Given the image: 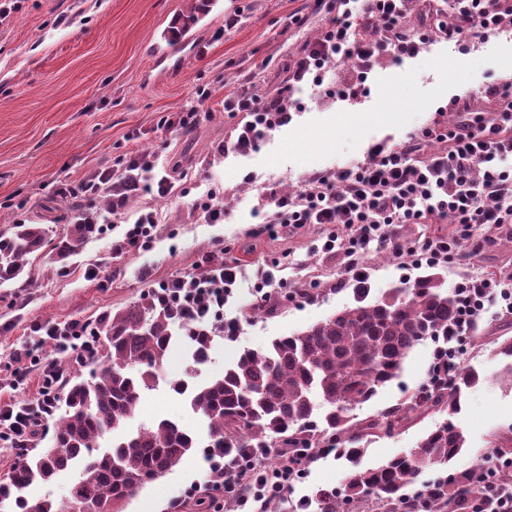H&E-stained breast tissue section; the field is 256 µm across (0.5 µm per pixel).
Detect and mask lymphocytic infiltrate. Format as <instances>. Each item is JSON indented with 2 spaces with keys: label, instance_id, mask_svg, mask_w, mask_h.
Returning <instances> with one entry per match:
<instances>
[{
  "label": "lymphocytic infiltrate",
  "instance_id": "1",
  "mask_svg": "<svg viewBox=\"0 0 512 512\" xmlns=\"http://www.w3.org/2000/svg\"><path fill=\"white\" fill-rule=\"evenodd\" d=\"M512 29V0H451L447 10L436 12L429 28L419 29L407 15V0H334L321 18V33L304 43L288 62V84L312 82L319 92L316 106L355 103L375 67L400 64L416 56L430 41L445 40L460 47L488 42ZM336 65L333 81L326 69ZM491 99L495 117L484 120L475 101ZM224 109L242 113L244 121L220 153L250 151L269 132L286 125L291 106L280 93L272 94L250 81L224 97ZM450 111L464 112L468 121L448 132L427 127L400 146L373 150L368 161L351 167L317 173L293 195L263 188L254 198L253 210L264 217L263 230L275 234L284 227L320 224L327 227L321 248L332 252L343 247L344 272L355 282L365 278L362 258L373 241H385L411 263L436 265L457 255L461 239L475 227L499 230L512 227V82L494 80L472 94L454 98ZM443 142V149L426 150L428 141ZM150 155L138 151L118 158L112 168L94 172L72 195L80 201L107 193L113 216L123 215L134 194L179 197L171 177L156 175ZM454 224L452 237L435 236L410 245L394 237L396 224ZM345 239H338L337 229ZM237 279L235 263L210 258L207 270L164 282L170 293L194 317L222 326L228 339L241 334L238 319H225L224 303ZM459 316L454 330L462 336L483 312L486 302L497 299L503 313L512 315V289L489 279H472L456 290ZM44 336L69 363L85 365L93 360L97 339L90 322L72 320L42 326ZM63 367L49 361L42 365L40 386L34 399L0 406V447L21 456L15 443L33 420L50 421L56 410L57 382ZM307 468L305 455L283 457L272 469L254 465L225 471L214 462L212 472L221 480H208L206 498L210 512H224L225 501H234L246 512H266L276 498L286 495Z\"/></svg>",
  "mask_w": 512,
  "mask_h": 512
}]
</instances>
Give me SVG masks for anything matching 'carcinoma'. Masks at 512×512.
I'll return each mask as SVG.
<instances>
[{
  "instance_id": "obj_1",
  "label": "carcinoma",
  "mask_w": 512,
  "mask_h": 512,
  "mask_svg": "<svg viewBox=\"0 0 512 512\" xmlns=\"http://www.w3.org/2000/svg\"><path fill=\"white\" fill-rule=\"evenodd\" d=\"M214 0H191L169 30V42L187 34ZM98 231L95 224H68L54 240L42 224H15L0 234V283L17 279L28 257L53 246L61 257L79 254ZM355 303L291 336L275 339L267 350L245 349L224 373L189 385L195 366L207 362L217 331L205 321L187 318L172 305L143 293L126 307L103 314L94 324L98 337V371L84 379L73 374L67 387L65 415L55 423L50 444L31 448L19 464L0 478V512H69L72 503L107 509L131 500L148 483L169 473L197 448L188 429L169 419L102 447L100 440L131 419L142 395L158 387L163 367L184 330L190 348L185 378L168 382L187 398L192 411L207 423L216 443L209 453L229 466L258 458L273 463L281 449L303 450L309 457L320 445L336 442L341 454L354 458L362 433L391 435L426 411L448 419L427 431L403 456L375 468L354 469L342 489L313 493V512H343L369 494L398 512L407 490L430 468H440L466 448V436L454 421L469 390L482 382L473 368L453 366L446 381L422 387L402 402L365 421L351 412L377 389L397 379L420 342L448 345V330L458 317L454 291L436 274L420 276L407 288H392L373 301L355 289ZM76 469L78 477L62 500L34 497L27 490ZM473 484L462 471L438 479L425 490L426 512H470Z\"/></svg>"
}]
</instances>
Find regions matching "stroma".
<instances>
[{
	"label": "stroma",
	"instance_id": "1",
	"mask_svg": "<svg viewBox=\"0 0 512 512\" xmlns=\"http://www.w3.org/2000/svg\"><path fill=\"white\" fill-rule=\"evenodd\" d=\"M186 7L187 0H23L10 22L0 25V232L22 220L61 234L76 205L62 188L129 151L149 153L156 173L169 174L184 193L180 200L131 197L122 223L104 224L80 254L63 262L49 251L30 257L19 281L0 284V404L24 403L38 391L37 366L27 365V379L18 384L8 362L35 343L34 325L96 321L160 283L195 272L223 250L239 269L224 316L240 319L242 332L234 341L216 339L196 381L221 374L242 350L265 348L352 305L353 286L337 285L343 252L321 249L325 228L306 224L275 237L262 234V218L252 209L257 185L267 181L288 192L312 174L367 160L372 144L394 146L422 128L451 127L460 115L447 111L450 99L512 77V33L467 53L430 42L401 66L372 72L358 104L321 109L310 103L309 86L289 89L285 70L289 49L319 33L315 0H217L178 45H170L164 34ZM61 16L66 24H58ZM296 16L306 18L305 27L293 24ZM253 77L269 92L288 91L297 110L249 154L220 156L217 146L237 123L224 110V95ZM200 87L210 92L201 104L193 98ZM194 104L200 121L193 134L160 126L166 113ZM211 188L224 191L228 217L221 224L203 223L189 206ZM145 206L159 218L152 247L113 252V240ZM386 251V243L372 242L364 259L373 298L407 287L423 273ZM458 251L459 258L437 268L446 288L469 278H512V230H474ZM261 267L273 273L270 298L252 316L248 309ZM298 285L312 287V298L284 299V290ZM507 338L512 315L502 313L497 302L487 303L462 341V365L484 381L457 417L468 448L449 463V472L474 466L494 445L512 448V377L497 354ZM434 350L429 340L416 345L400 379L357 406L355 420L395 406L423 386ZM184 368L182 351L172 352L164 383L144 394L128 431L162 418L201 431L199 417L168 387ZM444 419L431 413L393 435L364 436L353 463L334 455L318 459L284 497L281 512H295L298 500L317 488H340L352 466L372 468L407 451ZM209 464L204 449H195L143 488L125 512H165L171 497L202 481Z\"/></svg>",
	"mask_w": 512,
	"mask_h": 512
}]
</instances>
